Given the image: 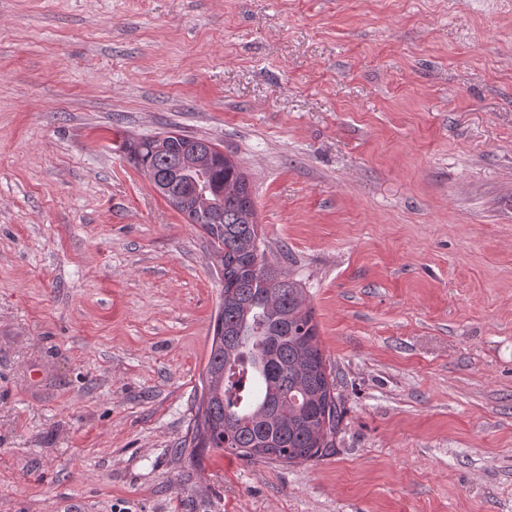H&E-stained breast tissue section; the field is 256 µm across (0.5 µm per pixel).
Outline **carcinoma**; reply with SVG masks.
Masks as SVG:
<instances>
[{
	"label": "carcinoma",
	"mask_w": 512,
	"mask_h": 512,
	"mask_svg": "<svg viewBox=\"0 0 512 512\" xmlns=\"http://www.w3.org/2000/svg\"><path fill=\"white\" fill-rule=\"evenodd\" d=\"M195 143L173 130L160 145L128 146L143 172L169 178L182 197L175 209L205 231L224 281L191 442L250 462L318 459L334 447L343 413L312 309L261 250L241 166L217 152L199 168L189 158Z\"/></svg>",
	"instance_id": "cac0c4a2"
}]
</instances>
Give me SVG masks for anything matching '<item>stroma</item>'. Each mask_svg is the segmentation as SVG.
<instances>
[{"label": "stroma", "instance_id": "obj_1", "mask_svg": "<svg viewBox=\"0 0 512 512\" xmlns=\"http://www.w3.org/2000/svg\"><path fill=\"white\" fill-rule=\"evenodd\" d=\"M241 165L343 421L192 461L222 273L125 142ZM0 512H512V0H0Z\"/></svg>", "mask_w": 512, "mask_h": 512}]
</instances>
